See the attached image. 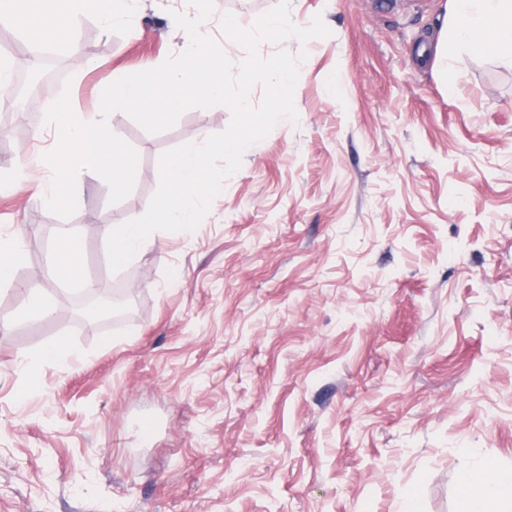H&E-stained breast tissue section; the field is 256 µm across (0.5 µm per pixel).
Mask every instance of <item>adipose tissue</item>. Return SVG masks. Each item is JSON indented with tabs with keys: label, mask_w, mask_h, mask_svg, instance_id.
<instances>
[{
	"label": "adipose tissue",
	"mask_w": 512,
	"mask_h": 512,
	"mask_svg": "<svg viewBox=\"0 0 512 512\" xmlns=\"http://www.w3.org/2000/svg\"><path fill=\"white\" fill-rule=\"evenodd\" d=\"M132 0H55L50 17L20 15L18 0H0V21L51 39L73 31L89 14L118 20L129 16ZM469 50L488 47L512 63V0H452V12L435 45L437 59H445L449 46ZM460 512H512V471L499 472L467 483Z\"/></svg>",
	"instance_id": "1"
}]
</instances>
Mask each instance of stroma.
Wrapping results in <instances>:
<instances>
[{"instance_id":"stroma-1","label":"stroma","mask_w":512,"mask_h":512,"mask_svg":"<svg viewBox=\"0 0 512 512\" xmlns=\"http://www.w3.org/2000/svg\"><path fill=\"white\" fill-rule=\"evenodd\" d=\"M275 0H215L203 33ZM451 0H289L322 15L296 119L244 152L192 232H159L120 271L105 225L141 216L161 155L224 131L228 108L191 109L162 132L116 112L138 152L117 204L99 177L64 218L0 195V237H36L0 285V512H457L461 487L512 469V65L481 48L443 67L433 50ZM136 0L125 22L89 15L54 40L68 55L23 119L0 126V172L51 150L48 108L99 109L97 87L180 54L173 12ZM76 41L78 52L68 43ZM76 236L82 273L128 307L80 322V289L50 279L51 236ZM47 288L60 317L22 319ZM68 341L64 365L40 353Z\"/></svg>"}]
</instances>
